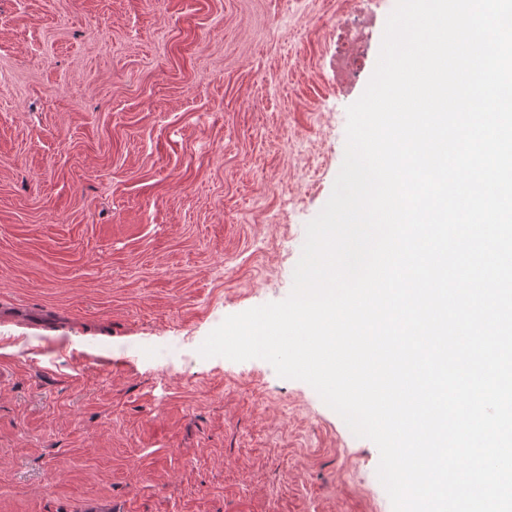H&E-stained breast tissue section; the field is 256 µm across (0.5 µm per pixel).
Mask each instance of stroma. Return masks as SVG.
<instances>
[{
    "label": "stroma",
    "instance_id": "1",
    "mask_svg": "<svg viewBox=\"0 0 512 512\" xmlns=\"http://www.w3.org/2000/svg\"><path fill=\"white\" fill-rule=\"evenodd\" d=\"M396 0H0V512H392L376 445L262 359Z\"/></svg>",
    "mask_w": 512,
    "mask_h": 512
}]
</instances>
